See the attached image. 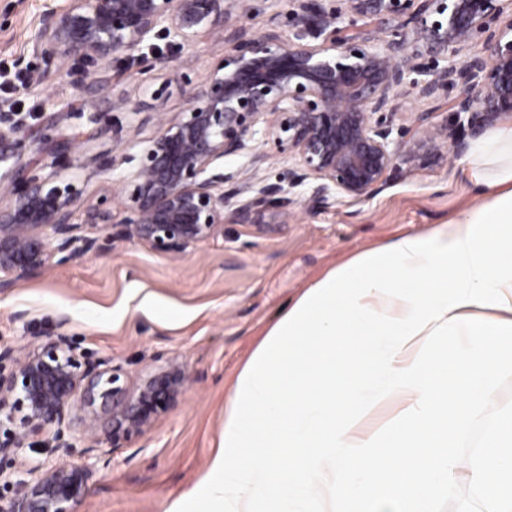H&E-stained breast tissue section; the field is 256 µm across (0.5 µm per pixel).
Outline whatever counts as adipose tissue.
<instances>
[{"label":"adipose tissue","mask_w":512,"mask_h":512,"mask_svg":"<svg viewBox=\"0 0 512 512\" xmlns=\"http://www.w3.org/2000/svg\"><path fill=\"white\" fill-rule=\"evenodd\" d=\"M467 164L477 204L359 253L280 316L238 377L208 472L166 512H431L453 492L460 441L512 372V122ZM388 401L389 425L364 432ZM467 478L480 512H512L511 419Z\"/></svg>","instance_id":"ef3b65f1"}]
</instances>
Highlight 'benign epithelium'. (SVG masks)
Here are the masks:
<instances>
[{
  "instance_id": "benign-epithelium-1",
  "label": "benign epithelium",
  "mask_w": 512,
  "mask_h": 512,
  "mask_svg": "<svg viewBox=\"0 0 512 512\" xmlns=\"http://www.w3.org/2000/svg\"><path fill=\"white\" fill-rule=\"evenodd\" d=\"M354 13L393 24L390 36L338 38V9L298 0L293 39L277 31L227 37L224 57L193 94L194 105L164 119L123 185L128 216L119 234L149 242L173 255L216 235L224 212L240 224L263 220L281 185L256 174L218 170L224 158L249 154L252 164L272 155L295 160L288 186L306 185L305 203L326 208L337 195L364 199L389 176L453 152L459 156L502 115H512V0H346ZM246 0H71L42 20L33 52L65 62L100 63L90 87L105 89V63L132 56L161 32L183 47L203 33L225 29ZM489 54H459L474 40ZM151 70L172 60L151 48ZM423 105L415 133L392 137L398 100ZM467 115L462 131L436 120L442 100ZM19 120L0 103V186L17 189L0 211V290L47 266L55 253L82 258L95 240L77 235L73 207L81 192L72 183L28 174L18 163ZM237 185L224 194V181ZM87 224L112 223V197L88 206ZM52 230L50 247L42 230ZM189 383L186 367L171 361L136 385L122 367L77 352L63 333L33 336L21 353L0 349V458L17 459L29 437L46 435L60 462L15 473L17 490L0 499V512H77L90 469L72 465L66 439L75 426L86 432L112 423V444L142 434L158 400H176Z\"/></svg>"
}]
</instances>
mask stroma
Here are the masks:
<instances>
[{
	"instance_id": "35a3bbf8",
	"label": "stroma",
	"mask_w": 512,
	"mask_h": 512,
	"mask_svg": "<svg viewBox=\"0 0 512 512\" xmlns=\"http://www.w3.org/2000/svg\"><path fill=\"white\" fill-rule=\"evenodd\" d=\"M70 0H0V77L30 75L15 97L25 111L20 161L30 174L76 182L74 207L80 235L96 239L104 253L72 261L53 258L45 268L0 293V346L24 349L30 336L65 333L93 360L123 365L131 382L167 361L184 363L191 381L176 402H160L139 436L112 447L107 430L74 428L78 449L98 444L105 454L93 469L77 512H165L208 470L224 429V407L250 354L278 313L329 270L357 254L410 232L448 223L475 203L477 193L461 158L391 176L372 197H337L325 209L305 206L306 189L291 188L259 224L225 221L208 241L186 255L156 251L136 238L117 236L114 226L84 223L86 206L112 195L115 222L126 215L121 192L133 160L160 130L162 118L187 111L192 93L223 56V33L180 48L160 47L180 66L161 73L117 56L102 92L89 90L93 71L84 60L66 65L34 55L31 38L43 16L62 12ZM227 29L282 38L294 27L288 0H248ZM137 103L136 112L119 103ZM61 148L54 168L42 167L46 152ZM288 211L280 223V211ZM512 418V373L504 374L494 401L475 419L459 452L460 473L452 495L440 496L432 512H473L476 502L465 468L487 431Z\"/></svg>"
}]
</instances>
